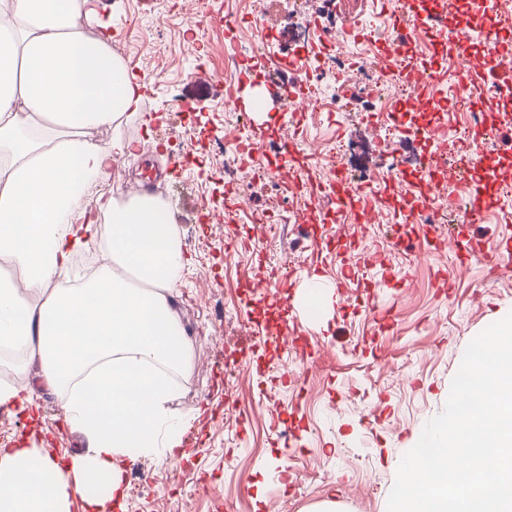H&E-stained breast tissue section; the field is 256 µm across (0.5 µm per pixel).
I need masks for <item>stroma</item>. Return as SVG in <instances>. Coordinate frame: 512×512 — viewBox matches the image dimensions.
I'll use <instances>...</instances> for the list:
<instances>
[{"mask_svg":"<svg viewBox=\"0 0 512 512\" xmlns=\"http://www.w3.org/2000/svg\"><path fill=\"white\" fill-rule=\"evenodd\" d=\"M90 35L108 34L122 63L152 73L137 111L97 129L100 142H138L119 164L121 182L154 173L173 187L167 205L187 262L173 309L191 338L192 366L172 409L190 421L189 459L138 460L151 472L141 490L126 471L120 512H387L404 454L443 410L469 342L512 313V223L492 199L472 224H413L394 210L380 221L256 231L219 221L224 188L240 182L219 152L237 119L256 132L255 154L276 157L288 137L334 136L349 168L376 167L382 140L401 141L403 184L418 191V159L430 148L418 113L389 133L365 101L325 113L319 127L284 124L274 112L226 113L223 84L198 95L192 112L171 111L170 85L191 90L194 60L184 42L187 0H82ZM200 142L203 159L177 176L168 160ZM215 214L198 222L201 200ZM418 250H394L396 238ZM288 285L276 287L279 275ZM226 312L221 333L210 318ZM0 376L37 394L36 412L0 408V447L40 439L54 456L77 454L84 437L62 427L57 393L37 363L0 354Z\"/></svg>","mask_w":512,"mask_h":512,"instance_id":"obj_1","label":"stroma"}]
</instances>
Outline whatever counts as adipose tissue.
I'll return each instance as SVG.
<instances>
[{"label": "adipose tissue", "mask_w": 512, "mask_h": 512, "mask_svg": "<svg viewBox=\"0 0 512 512\" xmlns=\"http://www.w3.org/2000/svg\"><path fill=\"white\" fill-rule=\"evenodd\" d=\"M78 0H0L14 39L0 47V346L39 363L66 426L86 446L56 461L34 446L0 448V512H112L125 467L186 457L188 420L169 408L168 368L189 364L170 293L184 266L176 228L147 194L108 208L101 264L64 287L74 256L100 230L88 198L112 182L131 142L90 130L136 111L134 76L84 34Z\"/></svg>", "instance_id": "ef3b65f1"}]
</instances>
